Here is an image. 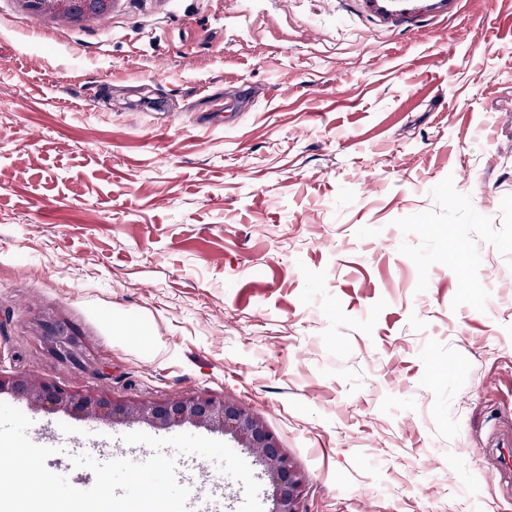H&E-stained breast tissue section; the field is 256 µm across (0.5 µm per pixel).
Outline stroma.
I'll return each mask as SVG.
<instances>
[{
	"label": "stroma",
	"instance_id": "obj_1",
	"mask_svg": "<svg viewBox=\"0 0 512 512\" xmlns=\"http://www.w3.org/2000/svg\"><path fill=\"white\" fill-rule=\"evenodd\" d=\"M44 314L86 367L46 352ZM17 373L245 405L300 512H512L489 467L512 437V0H115L80 25L0 0ZM0 401L82 490L77 449L147 429Z\"/></svg>",
	"mask_w": 512,
	"mask_h": 512
}]
</instances>
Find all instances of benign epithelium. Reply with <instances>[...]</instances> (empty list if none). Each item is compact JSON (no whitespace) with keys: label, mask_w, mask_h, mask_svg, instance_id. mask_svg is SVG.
Returning a JSON list of instances; mask_svg holds the SVG:
<instances>
[{"label":"benign epithelium","mask_w":512,"mask_h":512,"mask_svg":"<svg viewBox=\"0 0 512 512\" xmlns=\"http://www.w3.org/2000/svg\"><path fill=\"white\" fill-rule=\"evenodd\" d=\"M34 12L48 14L64 24H79L106 18L113 0H20ZM43 343L55 359L82 367L88 348L82 336L51 316L40 319ZM9 394L32 407L92 417L109 423H146L157 429L190 425L220 430L242 448L256 454L263 475L274 493L272 512H300L303 476L283 452L273 433L250 408L205 396H190L170 402L123 401L105 393L77 394L25 373L0 374V395Z\"/></svg>","instance_id":"benign-epithelium-1"}]
</instances>
